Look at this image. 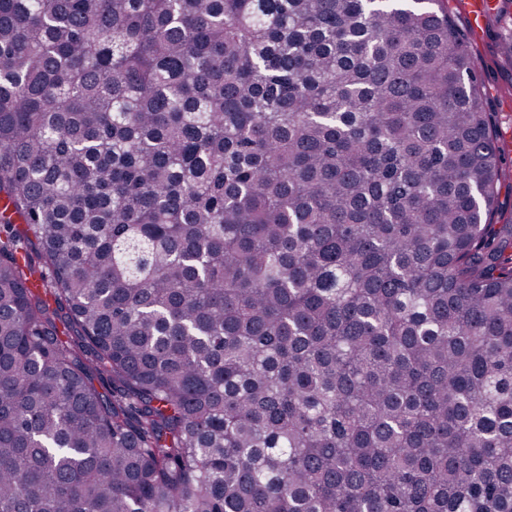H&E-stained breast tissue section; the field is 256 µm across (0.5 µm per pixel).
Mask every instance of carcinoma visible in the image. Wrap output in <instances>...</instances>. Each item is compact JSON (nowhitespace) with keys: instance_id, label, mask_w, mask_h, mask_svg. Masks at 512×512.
Wrapping results in <instances>:
<instances>
[{"instance_id":"carcinoma-1","label":"carcinoma","mask_w":512,"mask_h":512,"mask_svg":"<svg viewBox=\"0 0 512 512\" xmlns=\"http://www.w3.org/2000/svg\"><path fill=\"white\" fill-rule=\"evenodd\" d=\"M473 61L448 0H0V512H512Z\"/></svg>"}]
</instances>
